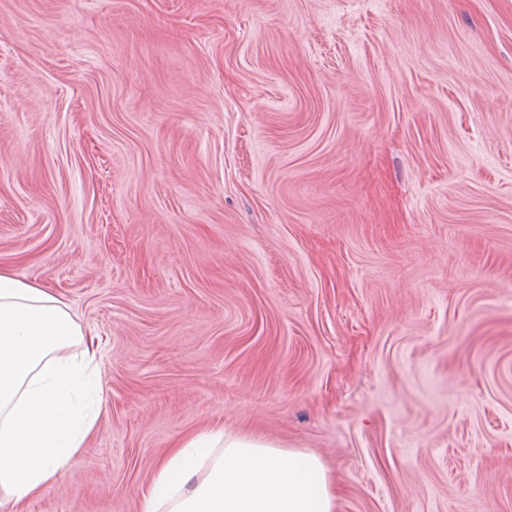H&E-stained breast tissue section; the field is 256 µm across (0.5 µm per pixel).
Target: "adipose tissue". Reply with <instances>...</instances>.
Returning a JSON list of instances; mask_svg holds the SVG:
<instances>
[{"mask_svg": "<svg viewBox=\"0 0 512 512\" xmlns=\"http://www.w3.org/2000/svg\"><path fill=\"white\" fill-rule=\"evenodd\" d=\"M51 288L0 267V507L21 512L94 430L98 354ZM81 353H72L74 345ZM321 460L212 427L176 439L141 493V512H334Z\"/></svg>", "mask_w": 512, "mask_h": 512, "instance_id": "ef3b65f1", "label": "adipose tissue"}]
</instances>
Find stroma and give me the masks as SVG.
Here are the masks:
<instances>
[{"instance_id":"1","label":"stroma","mask_w":512,"mask_h":512,"mask_svg":"<svg viewBox=\"0 0 512 512\" xmlns=\"http://www.w3.org/2000/svg\"><path fill=\"white\" fill-rule=\"evenodd\" d=\"M0 267L103 388L23 512L213 424L335 512H512V0H0Z\"/></svg>"}]
</instances>
